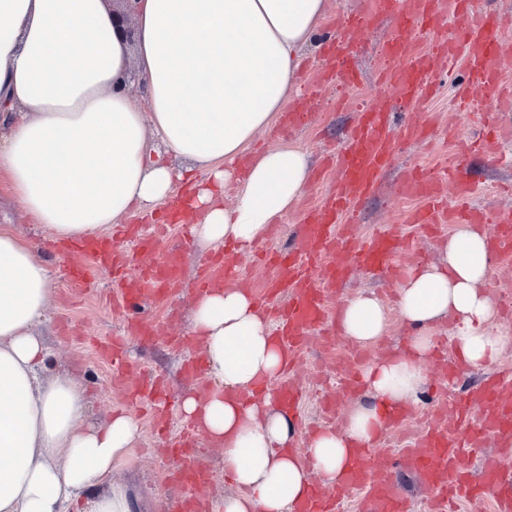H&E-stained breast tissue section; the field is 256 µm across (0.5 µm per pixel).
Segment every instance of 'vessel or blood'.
<instances>
[{
    "label": "vessel or blood",
    "mask_w": 512,
    "mask_h": 512,
    "mask_svg": "<svg viewBox=\"0 0 512 512\" xmlns=\"http://www.w3.org/2000/svg\"><path fill=\"white\" fill-rule=\"evenodd\" d=\"M379 16L392 22L380 46L385 84L399 96L420 104L438 72L464 61L469 80L461 93L474 102L472 114L482 118L484 136H492V109L503 101L508 84L489 61L503 48L505 22L482 12L480 0H369L367 9L343 14L337 21L336 37L326 50L325 81L356 84L352 57ZM423 33L437 37L435 49L419 50L417 43ZM310 120L311 106L303 100L292 103L283 116L285 127L291 130L307 126ZM426 136L424 125L413 117L400 130H393L386 101L360 113L335 160V192L296 227L297 251L266 254L271 274L256 302L277 318L276 332L288 351L289 364L298 362L313 328L334 327L330 293L336 284L348 279L355 260H362L374 272L394 274L392 259L408 248V240L393 230L359 240L348 233L346 221L355 207L375 192L381 173L393 164L395 139L417 141ZM449 177L457 195L451 209L441 201L439 179L416 168L404 172L405 195L423 202L413 214L414 223L436 229L443 224L482 222L483 213L470 201L464 158L452 163ZM165 230L162 224L129 225L123 230L125 240L121 243L100 236L74 240L66 247L77 259L72 284L90 287L95 268L104 267L112 271L115 308L128 311L149 298L164 302L182 280L184 255L189 249L185 243L162 247L160 238ZM240 279L237 257L228 253L202 268L196 287L205 291ZM153 337L149 322L132 320L123 335L102 346L101 353L118 373L126 365L129 341ZM448 417V423L431 427L399 453L355 449L340 482L330 489L311 484L296 512H335L337 503L353 489L361 493L359 512H407L406 501L396 489L397 472L405 465L421 478L430 512H455L461 500H488L495 512H512V467L505 463L512 456V377L484 380L465 400L449 406ZM487 438L495 440L500 455L486 459L478 479L470 480L463 451L480 446ZM177 482L180 512H200L207 500L204 489L210 482L206 469L195 466L183 470Z\"/></svg>",
    "instance_id": "1"
}]
</instances>
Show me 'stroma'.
<instances>
[{
  "mask_svg": "<svg viewBox=\"0 0 512 512\" xmlns=\"http://www.w3.org/2000/svg\"><path fill=\"white\" fill-rule=\"evenodd\" d=\"M389 24L377 20L361 49L357 65L362 77L354 87L341 90L335 85L318 86L320 52L305 58L300 84L303 96L311 98L316 113L313 124L302 131L285 134L280 130L262 131L257 139L264 149L294 145L306 151L312 160L313 175L305 192L289 209L285 218L266 235L265 247L286 250L294 244V232L308 207L321 201L334 186L336 174L323 169L325 154L338 150L346 132L357 120L360 112L373 107L379 100L388 99L395 115L420 114L428 123L431 136L422 143L400 145L396 152L395 168L387 172L379 192L364 203L354 217L353 233L364 237L393 225L416 243L414 249L399 254L394 263L401 270L417 264H433L443 257V244L448 230H439L433 237H420L410 219L417 202L401 194L399 172L409 167H420L435 175H443L447 162L453 161L461 143L473 140L477 126L458 107L459 88L465 84L467 73L464 63H457L448 73H440L428 103L419 106L409 102L382 85L378 72L382 66L378 45L387 35ZM475 190L471 202L489 214L486 230H493V218L512 212V194L505 192V185H512V138L499 139L496 152L474 155L468 163ZM12 225L21 235L34 240L45 251L52 271L53 290L46 316L36 328L49 349V373H71L86 387L90 404L88 420L101 424L108 420L113 408L130 406L137 419L141 434L133 456L119 477L128 481L136 496L145 504L147 512H172L179 489L169 480L170 473L186 466L181 456H161L159 450L166 439L159 434L149 411L139 405H129L124 387L114 385L107 363L97 355L94 343L117 333L124 322V313L114 311L108 296L110 274L100 271L97 290L75 292L67 276L73 260L50 251L51 233L42 225L31 223L19 208L0 207V225ZM210 252L200 245H193L186 258L187 274L180 290L162 304H150L140 309L139 315L152 321L158 330L156 341L149 345L131 343V379H138L142 371L164 377L173 399L182 400L188 394L205 392V385L187 378L184 361L200 352L201 342L191 333L190 316L195 295L191 274L209 257ZM375 292L385 305L389 325L386 335L378 343L361 348L343 336H336L333 347H324L319 336L309 338L302 353V363L293 372L292 379L306 395L304 406L297 414V427L293 447L304 451L312 436L313 428L342 431L348 412L358 403L357 398L342 393V380L348 366L365 368L376 359L401 351L407 344L410 329L401 322L396 309V284L382 280L363 265H356L350 278L336 287L332 310H339L346 299L359 293ZM183 336L187 346L177 352L169 348L166 339ZM423 369L431 378L425 398L413 409L412 416L399 428L387 430L377 441L378 447L398 449L413 443L433 425L446 421L449 402L460 398L487 372H505L512 369V344L504 349L498 363L491 370L462 368L453 380H440L435 362H427ZM339 397L340 408L335 419H327L321 404L330 397ZM224 452L208 438H201L197 458L205 463L211 474L207 492L209 500L220 501L232 492L233 487L224 473Z\"/></svg>",
  "mask_w": 512,
  "mask_h": 512,
  "instance_id": "stroma-1",
  "label": "stroma"
}]
</instances>
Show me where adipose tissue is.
I'll use <instances>...</instances> for the list:
<instances>
[{"label": "adipose tissue", "instance_id": "1", "mask_svg": "<svg viewBox=\"0 0 512 512\" xmlns=\"http://www.w3.org/2000/svg\"><path fill=\"white\" fill-rule=\"evenodd\" d=\"M326 0H139L136 44L113 32L104 0H0V187L56 239L92 235L131 211L147 214L177 190L198 215L192 231L210 249L258 245L302 195L309 158L284 145L237 167L256 135L291 99L300 51L321 37ZM135 71L137 93L122 77ZM206 180H199L198 171ZM236 181L231 206L215 196ZM495 265L484 232L457 225L442 264L399 283L398 315L413 334L405 352L364 372L365 398L343 432L313 435L306 456L288 449L295 418L255 399L286 355L250 294L219 288L195 300L191 330L215 382L179 410L224 449L235 490L223 512H293L312 475L334 486L351 444H373L389 404L416 405L434 331L463 365L497 361L512 337L497 323L488 283ZM52 291L33 243L0 226V512H137L114 474L139 438L127 410L89 426L86 391L69 375L41 381L47 351L33 331ZM344 336L378 342L388 313L375 296L345 301Z\"/></svg>", "mask_w": 512, "mask_h": 512}]
</instances>
